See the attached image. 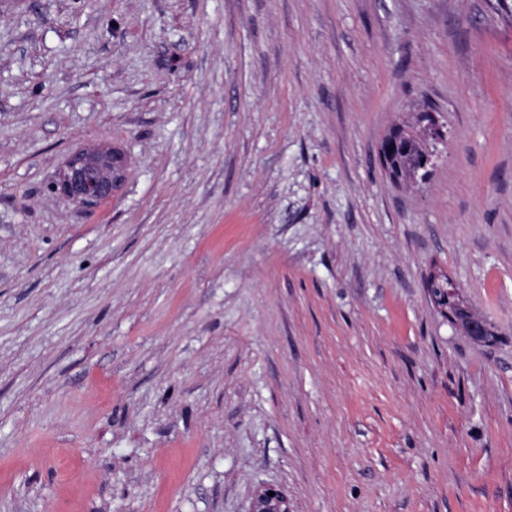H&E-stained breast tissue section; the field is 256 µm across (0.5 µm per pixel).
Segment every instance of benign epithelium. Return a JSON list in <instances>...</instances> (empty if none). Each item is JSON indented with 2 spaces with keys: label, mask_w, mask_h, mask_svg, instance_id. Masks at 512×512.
<instances>
[{
  "label": "benign epithelium",
  "mask_w": 512,
  "mask_h": 512,
  "mask_svg": "<svg viewBox=\"0 0 512 512\" xmlns=\"http://www.w3.org/2000/svg\"><path fill=\"white\" fill-rule=\"evenodd\" d=\"M125 177L124 155L110 145L99 144L68 154L53 184V190L79 207L91 208L112 198ZM429 298L444 316L448 315V302L463 304L464 334L476 344L489 342L486 319L463 303L459 286L451 285L448 295L443 298L432 293ZM248 512H292V508L283 490L269 486L253 496Z\"/></svg>",
  "instance_id": "7a95c632"
}]
</instances>
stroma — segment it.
I'll list each match as a JSON object with an SVG mask.
<instances>
[{
	"instance_id": "35a3bbf8",
	"label": "stroma",
	"mask_w": 512,
	"mask_h": 512,
	"mask_svg": "<svg viewBox=\"0 0 512 512\" xmlns=\"http://www.w3.org/2000/svg\"><path fill=\"white\" fill-rule=\"evenodd\" d=\"M423 111L448 142L396 186ZM103 143L108 202L52 192ZM267 485L512 512V0H0V512ZM414 136V130H401L393 134V137H387L383 146L380 144V156L384 166H387V160L390 156V145L396 139H407ZM427 139L423 135H415L404 145H401L393 160V169L390 176L397 181L404 180L412 168L417 164L419 157L426 146ZM125 177L124 155L99 144L68 154L52 188L77 206L91 208L111 199ZM444 279H448V277L438 274H430L427 278L426 288L428 289V283L430 281L435 282ZM442 285V281L434 283L431 286L432 292L435 295H440ZM428 293L431 303L444 317L448 315V301H452L455 304H460L461 302L464 303L462 306L465 312V317L463 320L464 334L476 344H486L489 342V328L486 319L474 313L472 309L464 302L459 286L452 283L451 288L448 289V295L443 298L430 293L429 289Z\"/></svg>"
}]
</instances>
